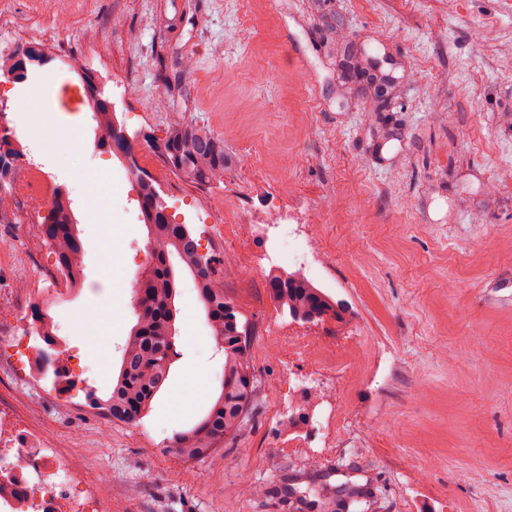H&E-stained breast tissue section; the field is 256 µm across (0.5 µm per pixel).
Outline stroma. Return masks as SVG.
<instances>
[{
    "instance_id": "obj_1",
    "label": "stroma",
    "mask_w": 512,
    "mask_h": 512,
    "mask_svg": "<svg viewBox=\"0 0 512 512\" xmlns=\"http://www.w3.org/2000/svg\"><path fill=\"white\" fill-rule=\"evenodd\" d=\"M0 43L56 54L18 83L0 75V133L73 202L83 283L52 289L44 210L0 223V283L47 303L86 371L67 405L37 400L0 370V396L62 450L79 451L106 512H289L290 491L342 486L375 512H512V0H0ZM399 81L387 112L344 85L348 45ZM84 60L167 213L211 258L215 283L247 324L255 389L241 429L201 461L167 452L205 413L224 354L191 277H182L179 356L138 425L106 424L104 399L136 321V184L99 147L89 110L20 107L44 78L79 85L61 57ZM193 67H186V60ZM224 141L220 187L174 175L142 134L175 114ZM228 223L303 215L323 251L309 280L341 318L292 320L270 297L267 243L225 238ZM246 265L242 280L225 264ZM311 333L289 357L277 337ZM98 341L97 349L86 346ZM333 372L340 448H294L288 375Z\"/></svg>"
}]
</instances>
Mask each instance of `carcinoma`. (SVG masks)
<instances>
[{"label": "carcinoma", "instance_id": "1", "mask_svg": "<svg viewBox=\"0 0 512 512\" xmlns=\"http://www.w3.org/2000/svg\"><path fill=\"white\" fill-rule=\"evenodd\" d=\"M54 60V56L39 47L31 52L18 50L10 57L6 76L25 81L30 72ZM63 63L79 75L85 86L96 130L112 134L111 146L115 151H128L130 137L124 127L116 124L112 105L103 98V91L86 64L74 57ZM143 141L148 151L175 175H183L208 189L224 181V140L203 123L175 115L164 136L147 134ZM141 174L143 171L139 170L135 176L139 216L156 247L151 264L146 267L148 276L135 281L134 289L141 293L137 322L123 346L119 371L104 404L109 406L112 421L136 424L151 410L169 379L177 355L178 274L170 260L174 254L180 268L192 275L217 347L224 350L219 394L196 425L176 434L178 456L196 460L208 456L216 443L241 429L254 391V375L247 359L244 326L234 307L224 301V290L215 286L212 274L201 269L206 256L199 252L198 240L186 225L169 218L152 180L142 178ZM38 233L50 241L64 267L75 273L81 271L74 212L66 195L56 194L48 214L38 224ZM268 283L273 299L295 319L313 312H336V303L328 294L296 274L272 275Z\"/></svg>", "mask_w": 512, "mask_h": 512}]
</instances>
